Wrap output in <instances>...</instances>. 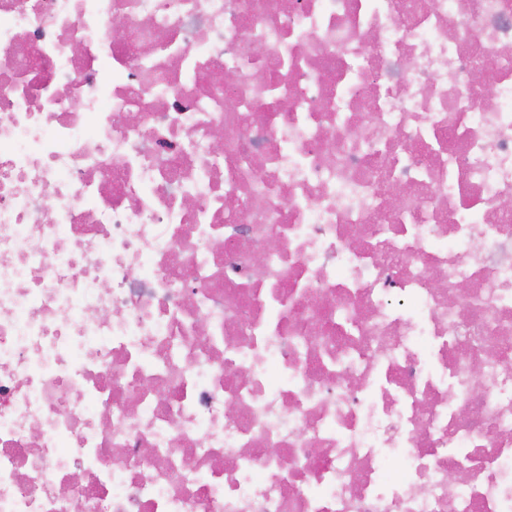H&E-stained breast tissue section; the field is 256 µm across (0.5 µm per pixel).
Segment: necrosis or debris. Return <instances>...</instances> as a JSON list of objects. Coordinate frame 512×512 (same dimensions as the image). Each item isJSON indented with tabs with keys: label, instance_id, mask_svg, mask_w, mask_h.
Here are the masks:
<instances>
[{
	"label": "necrosis or debris",
	"instance_id": "4bbe7bcc",
	"mask_svg": "<svg viewBox=\"0 0 512 512\" xmlns=\"http://www.w3.org/2000/svg\"><path fill=\"white\" fill-rule=\"evenodd\" d=\"M283 2L0 0V512H512V0Z\"/></svg>",
	"mask_w": 512,
	"mask_h": 512
}]
</instances>
